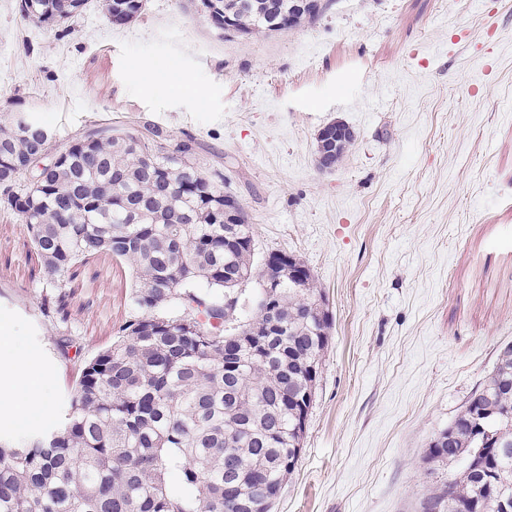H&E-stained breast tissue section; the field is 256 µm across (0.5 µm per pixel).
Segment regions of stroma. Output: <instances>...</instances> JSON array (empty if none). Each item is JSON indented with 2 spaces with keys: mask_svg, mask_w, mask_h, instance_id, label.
Here are the masks:
<instances>
[{
  "mask_svg": "<svg viewBox=\"0 0 512 512\" xmlns=\"http://www.w3.org/2000/svg\"><path fill=\"white\" fill-rule=\"evenodd\" d=\"M284 34L219 37L189 0L33 22L0 0V124L34 113L64 144L144 123L193 138L253 227L256 261L300 258L332 316L303 448L271 512H417L458 466L430 462L512 341V0H324ZM356 138L317 166L332 120ZM25 224L0 212V395L25 359L43 410L0 402V434L62 417L86 358L132 313L130 269L78 267L64 314ZM79 354L60 356L61 339ZM100 2L99 7L115 27L131 23L143 10V0H100Z\"/></svg>",
  "mask_w": 512,
  "mask_h": 512,
  "instance_id": "35a3bbf8",
  "label": "stroma"
}]
</instances>
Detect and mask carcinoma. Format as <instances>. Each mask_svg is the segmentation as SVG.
Wrapping results in <instances>:
<instances>
[{"label": "carcinoma", "instance_id": "cac0c4a2", "mask_svg": "<svg viewBox=\"0 0 512 512\" xmlns=\"http://www.w3.org/2000/svg\"><path fill=\"white\" fill-rule=\"evenodd\" d=\"M85 0H21L24 16L72 18ZM295 0H199L222 36H266L312 23ZM122 27L143 0H100ZM24 112L0 126V212L26 224L46 275L40 309L58 314L74 268L106 255L134 276L135 315L84 362L60 424L22 441L0 436V512H269L296 468L332 317L310 269L254 263L244 211L224 220V173L192 160L193 140L152 124L98 126L62 146L64 160L22 188L16 170L54 138ZM262 282L257 311L237 288ZM280 279L278 288L270 287ZM206 285L222 294L199 291ZM460 474L423 512H489L512 501V358L429 446Z\"/></svg>", "mask_w": 512, "mask_h": 512}]
</instances>
